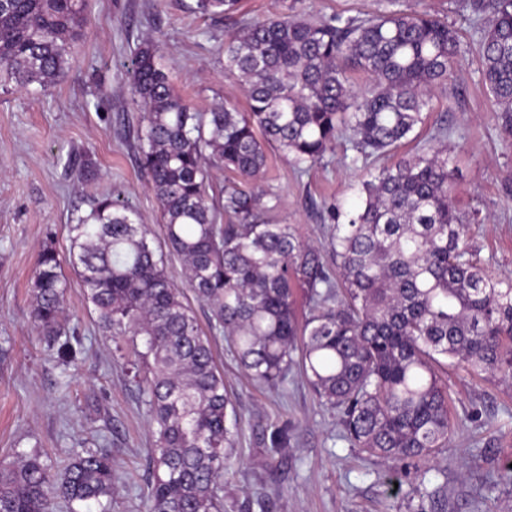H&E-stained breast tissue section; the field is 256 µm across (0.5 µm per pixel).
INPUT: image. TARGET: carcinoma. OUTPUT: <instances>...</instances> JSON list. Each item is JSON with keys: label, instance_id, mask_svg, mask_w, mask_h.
I'll return each instance as SVG.
<instances>
[{"label": "carcinoma", "instance_id": "obj_1", "mask_svg": "<svg viewBox=\"0 0 512 512\" xmlns=\"http://www.w3.org/2000/svg\"><path fill=\"white\" fill-rule=\"evenodd\" d=\"M237 0H196L222 17ZM372 16H273L224 42V70L248 111L197 112L171 86L156 45L140 44L127 82L143 110L139 166L158 202L169 253L259 385L301 377L340 415L343 437L370 456L416 465L412 492L426 494L419 468L453 425L446 359L472 375L512 382V279L492 276L469 244L471 222L452 203L457 166L448 124L426 145L380 167L415 134L430 91L458 79L459 36L444 22L396 8ZM486 20L477 41L484 85L501 129L512 135V0H469ZM85 0H0V71L21 88L46 90L63 75L83 36ZM370 84L354 85L352 75ZM346 140L365 178L351 210L327 209V251L290 224L262 220L268 193L256 187L268 150L298 171ZM236 175L209 200L213 170ZM68 260L99 326L141 346L132 363L155 425L149 512H224L226 462L236 413L203 332L154 249L139 215L102 193L69 225ZM52 244L38 252L32 315L59 361L80 345L61 323L68 280ZM308 313L299 317L295 290ZM289 426L270 433L272 451ZM112 458L84 448L60 473L38 450L0 462V512H53L112 500Z\"/></svg>", "mask_w": 512, "mask_h": 512}]
</instances>
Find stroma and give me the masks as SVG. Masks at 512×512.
I'll use <instances>...</instances> for the list:
<instances>
[{
  "label": "stroma",
  "instance_id": "obj_1",
  "mask_svg": "<svg viewBox=\"0 0 512 512\" xmlns=\"http://www.w3.org/2000/svg\"><path fill=\"white\" fill-rule=\"evenodd\" d=\"M457 30L461 78L434 89L424 134L447 123L458 157L453 202L473 222L472 248L498 277L512 278V137L498 126L474 46L479 23L464 0H398ZM194 0H87L89 24L70 64L47 90L0 81V460L38 449L64 464L84 447L112 457L116 492L108 510L95 502L71 512H147V463L156 435L139 392L114 360L116 342L96 324L78 281L66 293L62 321L82 339L62 365L43 343L31 314V278L41 245L70 250L68 226L103 192L149 224L163 248L160 209L139 168L140 112L126 83L134 49L156 43L176 94L201 112L227 105L246 110L237 80L224 73V41L246 22L271 14L313 17L384 11L386 0H239L223 18L192 12ZM337 142L305 175L269 153L260 184L273 192L265 214L291 224L309 245L326 239L325 205L357 203L361 168ZM88 167V180L74 177ZM224 386L241 417L237 457L224 472L226 512H429L411 495L414 468L370 457L341 437L334 409L319 402L297 373L279 390L259 388L227 350L213 344ZM440 374L451 393L455 431L427 465V491L447 512H512V484L499 482L512 462V386L471 377L457 366ZM288 424L290 441L271 454L273 426Z\"/></svg>",
  "mask_w": 512,
  "mask_h": 512
}]
</instances>
